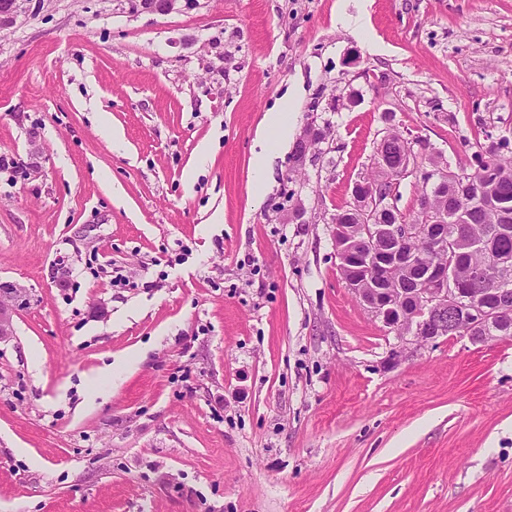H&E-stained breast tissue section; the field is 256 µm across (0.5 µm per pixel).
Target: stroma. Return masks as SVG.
I'll use <instances>...</instances> for the list:
<instances>
[{
	"mask_svg": "<svg viewBox=\"0 0 512 512\" xmlns=\"http://www.w3.org/2000/svg\"><path fill=\"white\" fill-rule=\"evenodd\" d=\"M291 90L324 139L260 190ZM391 123L455 170L512 139V0H37L1 28L0 512H512V337L389 367L340 275L331 219ZM296 102L288 94V98L281 100L273 108L269 109L262 121V130L274 133L282 141L288 139L290 127L288 123V112H295ZM21 288L7 282L0 283V340L12 336V311L14 302L21 294Z\"/></svg>",
	"mask_w": 512,
	"mask_h": 512,
	"instance_id": "35a3bbf8",
	"label": "stroma"
}]
</instances>
